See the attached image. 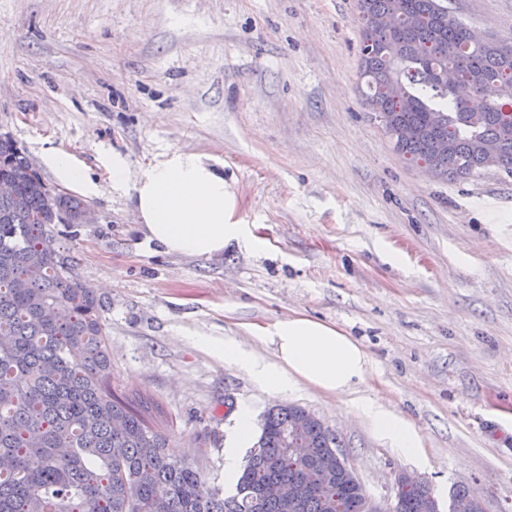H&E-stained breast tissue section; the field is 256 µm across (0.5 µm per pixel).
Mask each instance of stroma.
Returning a JSON list of instances; mask_svg holds the SVG:
<instances>
[{
	"instance_id": "35a3bbf8",
	"label": "stroma",
	"mask_w": 512,
	"mask_h": 512,
	"mask_svg": "<svg viewBox=\"0 0 512 512\" xmlns=\"http://www.w3.org/2000/svg\"><path fill=\"white\" fill-rule=\"evenodd\" d=\"M448 7L512 40V0ZM360 61L356 0H0V134L49 185L52 148L104 184L87 199L97 223L55 233L105 304L113 392L147 402L206 485L235 492L238 406L260 419L296 404L336 433L382 512L404 474L441 504L466 484L485 512H512V176L443 181L407 163L363 103ZM174 150L223 162L249 246L208 258L145 239L108 162L139 174ZM295 314L366 347L360 394L418 433V460L349 397L304 383L270 395L199 344L268 358L257 330Z\"/></svg>"
}]
</instances>
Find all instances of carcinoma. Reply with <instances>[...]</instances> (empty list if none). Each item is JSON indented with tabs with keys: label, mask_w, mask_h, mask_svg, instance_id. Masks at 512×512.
<instances>
[{
	"label": "carcinoma",
	"mask_w": 512,
	"mask_h": 512,
	"mask_svg": "<svg viewBox=\"0 0 512 512\" xmlns=\"http://www.w3.org/2000/svg\"><path fill=\"white\" fill-rule=\"evenodd\" d=\"M365 103L408 162L465 179L496 168L512 175V57L502 42L469 44L448 0H357ZM493 86L478 110L442 75ZM411 130L407 138L402 130ZM0 512H361L353 469L313 467L340 447L305 408L270 409L235 495L204 485L192 462L166 453L148 409L112 392L103 304L74 276V258L51 244L54 224L81 223L86 201L49 194L9 135H0ZM307 448L296 455L295 438ZM326 493L266 498L267 485ZM394 512H439L431 485L396 497Z\"/></svg>",
	"instance_id": "cac0c4a2"
}]
</instances>
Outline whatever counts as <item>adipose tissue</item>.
I'll list each match as a JSON object with an SVG mask.
<instances>
[{
	"instance_id": "ef3b65f1",
	"label": "adipose tissue",
	"mask_w": 512,
	"mask_h": 512,
	"mask_svg": "<svg viewBox=\"0 0 512 512\" xmlns=\"http://www.w3.org/2000/svg\"><path fill=\"white\" fill-rule=\"evenodd\" d=\"M45 163L71 191L99 193L98 183L69 153L50 150ZM109 181L113 189L129 192L140 231L166 253L211 257L248 240L246 225L236 217V196L224 179V166L209 156L175 150L134 178L127 159L116 153L109 163ZM269 341V360L234 341L216 352L226 364L250 373L271 395L305 383L327 394L352 396L370 375L371 358L359 341L307 316L277 322ZM357 410L402 457H419L421 440L403 419L372 401L358 402Z\"/></svg>"
}]
</instances>
